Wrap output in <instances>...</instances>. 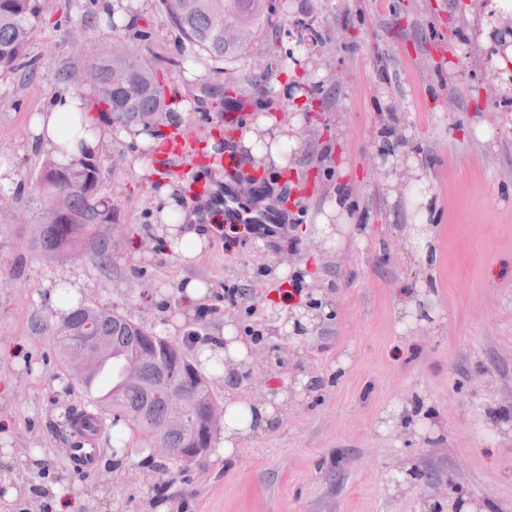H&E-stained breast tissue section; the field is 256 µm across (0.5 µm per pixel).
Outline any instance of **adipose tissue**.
I'll list each match as a JSON object with an SVG mask.
<instances>
[{
	"label": "adipose tissue",
	"instance_id": "obj_1",
	"mask_svg": "<svg viewBox=\"0 0 512 512\" xmlns=\"http://www.w3.org/2000/svg\"><path fill=\"white\" fill-rule=\"evenodd\" d=\"M289 127L280 116L260 114L237 142L247 161L255 167H285V155L293 153L298 141L290 136ZM114 138L130 144L135 151L158 149L162 136L143 132L138 126L113 123L103 107L86 92L62 89L56 92L30 118L27 134L32 151L48 155L55 161L78 149L98 154L107 139ZM197 358L206 368L219 367L223 376L248 362L249 348L233 324H225L215 336L196 341ZM302 386L293 392L277 391L265 401L240 397L228 400L224 415V432L216 448L217 458L231 460L240 444L249 437L263 434L280 417L289 398H300Z\"/></svg>",
	"mask_w": 512,
	"mask_h": 512
}]
</instances>
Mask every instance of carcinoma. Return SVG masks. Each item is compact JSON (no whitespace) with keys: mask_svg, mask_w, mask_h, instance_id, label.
I'll use <instances>...</instances> for the list:
<instances>
[{"mask_svg":"<svg viewBox=\"0 0 512 512\" xmlns=\"http://www.w3.org/2000/svg\"><path fill=\"white\" fill-rule=\"evenodd\" d=\"M170 24L179 39L222 63L238 57L245 46L264 29L271 14V0H161ZM42 0H0V73L14 74L28 66L27 47L34 29L43 22ZM99 73L94 85L98 103L118 123H137L148 128L162 118L166 79L164 72L175 59L149 61L140 48L120 43L110 55L93 60ZM130 70L128 82L113 86V69ZM69 171L67 163L45 161L34 185L40 195L41 213L36 241L41 254L54 260L64 253L82 252L104 268L112 263V241L104 236L88 238L85 227L106 224L112 219V197L99 189L89 192L87 184L101 183L96 159H88L85 170L61 183L71 194L70 211L54 214L51 191L57 177ZM58 360L81 389L87 405L85 416L96 422L93 429L104 431L118 422L138 425L150 441L159 440L168 448H211L220 430L212 420L222 408L211 381L195 361L174 341L148 331L114 308L94 303L79 304L49 331ZM98 353L93 368L83 365L84 350ZM143 355L141 376L136 382L121 375L122 364L132 355ZM112 362V386L95 394L87 380L107 362ZM182 398L188 419L182 426L169 421V398Z\"/></svg>","mask_w":512,"mask_h":512,"instance_id":"obj_1","label":"carcinoma"}]
</instances>
